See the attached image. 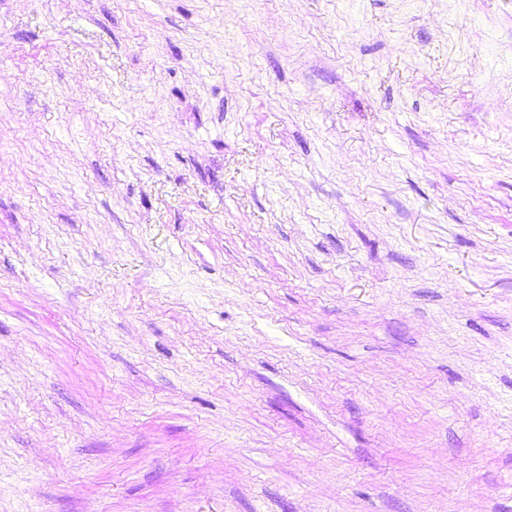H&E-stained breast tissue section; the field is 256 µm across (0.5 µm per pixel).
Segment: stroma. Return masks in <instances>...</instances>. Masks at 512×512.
<instances>
[{
  "label": "stroma",
  "instance_id": "obj_1",
  "mask_svg": "<svg viewBox=\"0 0 512 512\" xmlns=\"http://www.w3.org/2000/svg\"><path fill=\"white\" fill-rule=\"evenodd\" d=\"M0 512H512V0H0Z\"/></svg>",
  "mask_w": 512,
  "mask_h": 512
}]
</instances>
